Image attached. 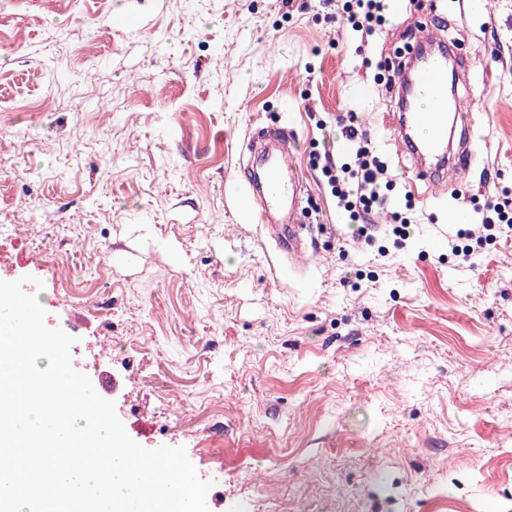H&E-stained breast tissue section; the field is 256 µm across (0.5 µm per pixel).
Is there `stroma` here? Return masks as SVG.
<instances>
[{"label":"stroma","instance_id":"stroma-1","mask_svg":"<svg viewBox=\"0 0 512 512\" xmlns=\"http://www.w3.org/2000/svg\"><path fill=\"white\" fill-rule=\"evenodd\" d=\"M341 6L0 0V239L35 226L0 280L42 281L46 326L90 381L116 380L134 442L184 448L215 482L209 512H512V231L488 241L479 211L512 200V0L434 2L477 73L479 155L437 195L386 142L373 80L413 5L367 35ZM346 112L395 184L360 238L312 160ZM278 125L313 226L296 271L240 177ZM462 227L468 263L448 250Z\"/></svg>","mask_w":512,"mask_h":512}]
</instances>
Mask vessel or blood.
Segmentation results:
<instances>
[{
    "label": "vessel or blood",
    "instance_id": "1",
    "mask_svg": "<svg viewBox=\"0 0 512 512\" xmlns=\"http://www.w3.org/2000/svg\"><path fill=\"white\" fill-rule=\"evenodd\" d=\"M405 109L386 118L387 128L399 151L411 155L415 181L430 187L460 181L474 163L470 150L471 127L461 112L463 101L449 86L467 87L470 69L466 61L436 52L406 62ZM270 146L259 149L260 168L246 166L244 176L258 201L256 217L269 227L288 263L308 251L307 226L299 208L300 177L289 159L287 128L275 129Z\"/></svg>",
    "mask_w": 512,
    "mask_h": 512
}]
</instances>
